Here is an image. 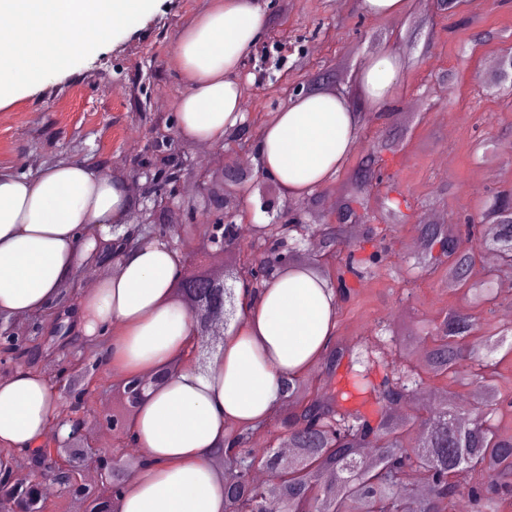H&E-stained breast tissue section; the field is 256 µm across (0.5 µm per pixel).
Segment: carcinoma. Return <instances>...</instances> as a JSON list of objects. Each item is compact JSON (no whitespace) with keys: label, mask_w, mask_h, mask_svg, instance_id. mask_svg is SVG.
<instances>
[{"label":"carcinoma","mask_w":512,"mask_h":512,"mask_svg":"<svg viewBox=\"0 0 512 512\" xmlns=\"http://www.w3.org/2000/svg\"><path fill=\"white\" fill-rule=\"evenodd\" d=\"M466 0H428L406 16L405 38L421 37L423 25L438 14L454 12ZM504 67L496 70L490 83L499 87L512 83V51L502 54ZM341 71L326 67L309 76L312 91L336 83ZM168 121L156 126L143 154L133 168L152 164L160 173L156 182L145 184L143 197L163 201L184 177L185 167L178 142L162 133ZM362 132L372 135L366 160L359 162L342 179L334 221L316 223L321 211V192L313 191L302 200L283 204L275 215L277 231L265 233L258 226V245L266 251L286 246L311 235L321 241L319 254L310 260L294 249V263L304 265L328 287L335 289L339 303L347 302L354 283L386 274L392 266L395 227L411 225L423 249L411 264L418 277L438 273L448 287L459 291L476 313L452 311L425 333L403 321L391 323L386 332L395 347L399 369L379 373L383 361L381 339L365 336L354 344L330 343L320 360L323 366L317 381L303 377L285 378L280 384L278 405L264 424L281 430L295 448L293 461L277 451L260 453L251 448L255 425L231 422L226 427L225 446L212 450V459L223 464L224 512H451L455 501L467 499L477 512H500L512 504V436L502 435L495 425L502 407H512V398L502 396L499 365L512 357V325L485 329L481 315L493 316L500 299L489 280L472 277L474 254L459 246L458 229L451 224H428L421 220L418 204L398 189L396 173L386 155L396 154L407 128L395 124L390 112H366ZM259 132L244 121L227 133L224 147L232 151L254 149ZM256 178L250 170L227 165L224 171L208 176L197 200L199 208L220 204L233 212L251 197L247 189ZM194 205L182 213L160 211L150 224L112 226L97 235L95 252L103 260L130 247L163 236V220L179 219L186 224L188 241L204 250L217 235L230 246L225 253L228 275L224 281L246 288H261L279 274L270 267H255L253 253L234 250L238 225L193 223ZM485 223L494 226L490 234L481 231ZM466 232L479 238V249L487 262L512 263V187L488 196L476 213L468 216ZM201 263L186 254V266L175 291L174 301L191 317L196 340L188 348L186 361L205 369L217 341L212 335L213 319L235 315L233 287L210 284ZM74 285L63 283L58 300L48 311L36 315L29 327L17 333L18 344L0 351V364L38 373L42 360L58 365L57 379L64 398L75 407L84 406L88 380L73 373L71 361L61 358L78 337L74 330ZM426 359L427 373L451 379L460 387L480 384L478 403L468 407L454 392L443 396L434 415L416 419L403 408L422 384L420 365ZM169 371L161 370L147 379L131 375L111 385L117 404L106 413L122 433L115 436L109 484H79L73 466L81 456L85 441L79 419L72 421L70 460H60L53 449L23 451L3 448L4 459L12 462L24 455L37 466L50 465L68 505L78 504L85 512H116L125 490L121 471L128 449L133 447L128 413L136 409L145 392L162 384ZM426 429L414 440L413 431ZM462 470L471 472V481L462 487L456 481Z\"/></svg>","instance_id":"carcinoma-1"}]
</instances>
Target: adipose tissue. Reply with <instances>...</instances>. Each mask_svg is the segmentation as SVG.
Wrapping results in <instances>:
<instances>
[{
    "label": "adipose tissue",
    "mask_w": 512,
    "mask_h": 512,
    "mask_svg": "<svg viewBox=\"0 0 512 512\" xmlns=\"http://www.w3.org/2000/svg\"><path fill=\"white\" fill-rule=\"evenodd\" d=\"M152 0H0V104L41 89L75 57L96 54L114 30L139 23ZM267 25L260 0H213L178 35L177 67L187 89L177 108V134L220 145L244 119L242 62ZM404 60L392 51L371 57L357 74L359 92L376 110L391 105ZM361 115L347 96L293 97L259 136L263 171L282 196L298 199L332 180L359 136ZM125 176L64 160L36 175L0 170V309L45 311L59 286L84 266L92 242L78 229L127 220ZM185 257L167 241L125 254L96 288L78 295L81 333L99 340L107 365L128 374L169 369L150 390L131 428L146 462L127 486L118 512H224V485L211 460L229 421L267 418L282 378L304 374L326 352L336 329L335 293L308 276L276 279L258 292L236 288L237 314L222 352L205 371L183 363L192 323L174 302ZM59 414L51 384L27 370L0 380V442L40 447Z\"/></svg>",
    "instance_id": "obj_1"
}]
</instances>
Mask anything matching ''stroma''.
Here are the masks:
<instances>
[{
	"label": "stroma",
	"instance_id": "obj_1",
	"mask_svg": "<svg viewBox=\"0 0 512 512\" xmlns=\"http://www.w3.org/2000/svg\"><path fill=\"white\" fill-rule=\"evenodd\" d=\"M210 0H155L153 11L137 25L115 31L111 42L92 57L74 59L69 69L38 92L0 107V169L34 175L60 160L97 168L131 171L129 130L148 137L159 118L177 112L186 90L176 65L178 35ZM282 12L270 15L262 36L271 51V71L281 86L256 87L248 74L252 117L285 103V84L306 79L320 65L349 59L353 68L379 49L418 59L406 70L393 101L409 124L404 148L390 157L400 191L415 200H435L449 223L477 211L490 191L512 187V162H487L480 142L495 148L512 145V97L489 88L488 60L512 48V0H469L457 15L438 20L434 48L421 54L400 34L398 20L367 18L358 0H281ZM386 30L383 41L372 32ZM316 47L306 69L296 61L304 47ZM455 73L454 85L436 79ZM410 225L395 232V270L357 284L355 300L338 310L337 340L355 343L369 331L407 315L418 327L441 320L448 310L465 307L461 293L439 278L407 282L405 266L416 257L407 247Z\"/></svg>",
	"mask_w": 512,
	"mask_h": 512
}]
</instances>
